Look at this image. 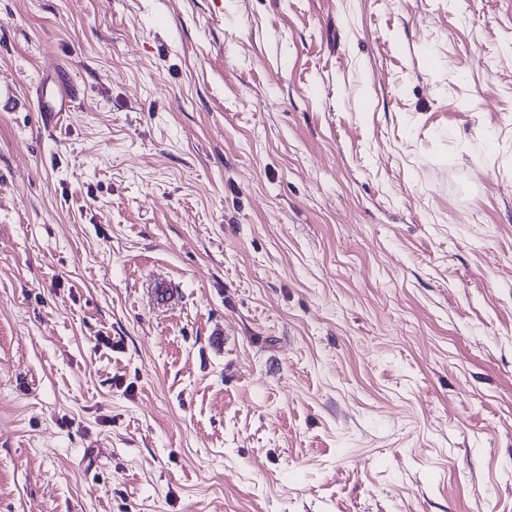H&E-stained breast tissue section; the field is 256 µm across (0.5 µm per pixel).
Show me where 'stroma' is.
<instances>
[{
  "instance_id": "obj_1",
  "label": "stroma",
  "mask_w": 512,
  "mask_h": 512,
  "mask_svg": "<svg viewBox=\"0 0 512 512\" xmlns=\"http://www.w3.org/2000/svg\"><path fill=\"white\" fill-rule=\"evenodd\" d=\"M0 512H512V0H0Z\"/></svg>"
}]
</instances>
